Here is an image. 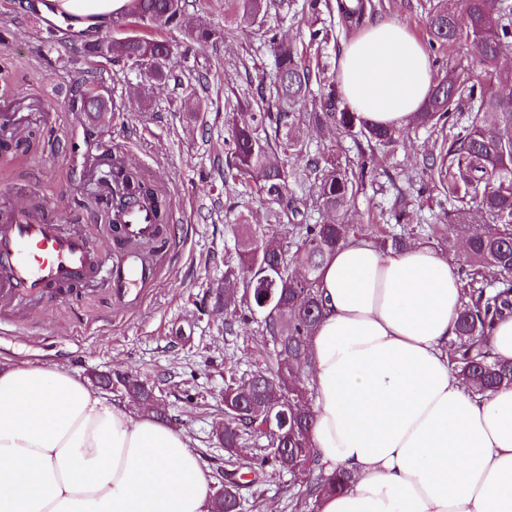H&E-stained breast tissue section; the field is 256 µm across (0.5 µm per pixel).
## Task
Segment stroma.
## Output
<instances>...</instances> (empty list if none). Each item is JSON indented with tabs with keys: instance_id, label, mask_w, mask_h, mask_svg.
<instances>
[{
	"instance_id": "1",
	"label": "stroma",
	"mask_w": 512,
	"mask_h": 512,
	"mask_svg": "<svg viewBox=\"0 0 512 512\" xmlns=\"http://www.w3.org/2000/svg\"><path fill=\"white\" fill-rule=\"evenodd\" d=\"M425 2L371 0L372 19L401 20L425 44ZM303 3L294 0L285 17L268 18L266 25L291 41L327 32L310 56V90L316 96L336 76L352 35L340 22L336 0H321L315 15L303 10ZM45 32L38 10L25 12L14 0H0V109L12 106L9 132L37 145L11 160L0 158V209L24 194L27 206L62 217L66 227L87 229L94 248L109 253L112 226L104 199L112 187L94 184L88 167L98 150L118 152L167 196L172 213L167 235L176 247L160 255L157 277L136 305L117 307L103 281L66 300L30 307L17 320H0V368L23 362L57 366L84 380L92 395L129 411L133 403L100 388L94 376L136 375L153 389L165 423L189 439L210 489L218 490L224 475L266 453L259 444L229 455L214 429L223 417L225 386L268 361L259 319L235 324L233 334H226L227 316L216 297L227 264L238 261L239 212H246L250 224L267 222L248 186L224 189V97L257 99L271 81L269 48L258 35L236 28L227 41L204 48L170 32L179 48L165 80L101 63L103 89L120 101L121 112L96 119L69 109L72 88L88 76L87 58L48 49ZM202 75L207 81L197 101L182 104V84ZM433 140L429 130L408 125L393 153L376 152L373 178L351 201L347 221L414 227L442 220L448 202L422 165ZM398 192L409 199L401 217L392 210ZM302 489L300 478L264 468L240 489L241 512H310L300 500Z\"/></svg>"
}]
</instances>
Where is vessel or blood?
<instances>
[{
    "label": "vessel or blood",
    "mask_w": 512,
    "mask_h": 512,
    "mask_svg": "<svg viewBox=\"0 0 512 512\" xmlns=\"http://www.w3.org/2000/svg\"><path fill=\"white\" fill-rule=\"evenodd\" d=\"M119 235L131 244L156 240L150 210L129 211ZM102 275L112 282L114 300L130 306L139 300L134 286L148 285L156 272L133 253L117 261L98 258L83 234L64 230L53 217L33 216L22 208L0 212V309L56 302Z\"/></svg>",
    "instance_id": "b4317fda"
}]
</instances>
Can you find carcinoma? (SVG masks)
<instances>
[{
    "label": "carcinoma",
    "instance_id": "obj_1",
    "mask_svg": "<svg viewBox=\"0 0 512 512\" xmlns=\"http://www.w3.org/2000/svg\"><path fill=\"white\" fill-rule=\"evenodd\" d=\"M187 0H131L129 7L112 17V25L129 21L157 31L181 30L195 45L206 47L228 38L229 30L202 22L184 27ZM367 0L344 4L337 0L338 14L347 26H358L366 18ZM288 7L286 0H224V18L240 29L263 24L270 10ZM431 43L452 46L469 43L477 54L484 78L448 68L437 76L415 124L434 131H448V141L439 151L429 150L423 167L438 178L443 192L454 201L444 223L429 225L422 241L443 249L452 248L450 234L463 236L467 249L455 255L459 271L466 275L464 298L456 323V336L448 344V363L474 393L482 394L512 387V361H500L492 353L490 339L497 319L512 311V98L498 94V86L512 85V70L499 67L502 56L512 51V5L507 0H428L424 6ZM275 62L269 98L260 99L257 110L245 112L250 104L236 103L230 117V157L224 182H253L251 189L267 206L269 223L251 227L245 215L239 223L245 232L239 255L242 271L226 265L224 310L239 312L243 322L263 314L261 343H272L270 364L248 378L224 389V422L219 440L230 452L245 447L256 431V417L241 408L248 394L256 406L274 403L288 412L266 434L267 444L286 449L249 463L256 469L271 465L290 473L318 468L312 445L314 414L307 399L305 372H313L306 360L308 341L319 324L324 301L319 290V272L337 247L351 239H368L396 251L415 243L410 232L390 233L371 225L344 220L348 206L368 170L374 152L391 151L400 131L365 124L356 113L338 109L341 94L336 80L328 82L312 111L296 108L309 93L310 74L303 51L294 42L277 40L261 32ZM46 42L53 50H77L97 57L99 40H86L80 47L62 35L47 31ZM174 44L154 35L133 34L108 41L104 58L122 61L129 67L148 70L160 81L173 56ZM76 112L100 115L115 109L110 98L92 86L79 87L71 98ZM333 127L353 137L359 149V172L341 166L333 155H310L303 129ZM302 161L293 167L289 161ZM315 175L312 207L335 216L324 224L306 222L307 201L289 194V185L306 173ZM112 223L137 206L154 212L155 223L169 221V204L158 188L142 181L138 172L120 156L112 157ZM264 268L268 279H246L244 272ZM485 268L497 271V280L479 279ZM125 395L140 412L155 413L154 396L133 376L124 380ZM349 474L338 472L331 480L316 478L305 484L304 503L317 507L325 494H339L348 485ZM224 485L213 497V512H237L239 493Z\"/></svg>",
    "mask_w": 512,
    "mask_h": 512
}]
</instances>
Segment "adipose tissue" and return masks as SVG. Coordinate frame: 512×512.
Wrapping results in <instances>:
<instances>
[{
    "label": "adipose tissue",
    "mask_w": 512,
    "mask_h": 512,
    "mask_svg": "<svg viewBox=\"0 0 512 512\" xmlns=\"http://www.w3.org/2000/svg\"><path fill=\"white\" fill-rule=\"evenodd\" d=\"M129 0H52L82 27ZM348 105L401 128L428 96L422 45L397 19L360 32L339 60ZM325 314L308 344L312 440L324 477L351 475L318 512H512V388L475 395L448 365L462 288L421 243L366 239L324 265ZM188 438L92 396L66 371L0 370V512H210Z\"/></svg>",
    "instance_id": "1"
}]
</instances>
